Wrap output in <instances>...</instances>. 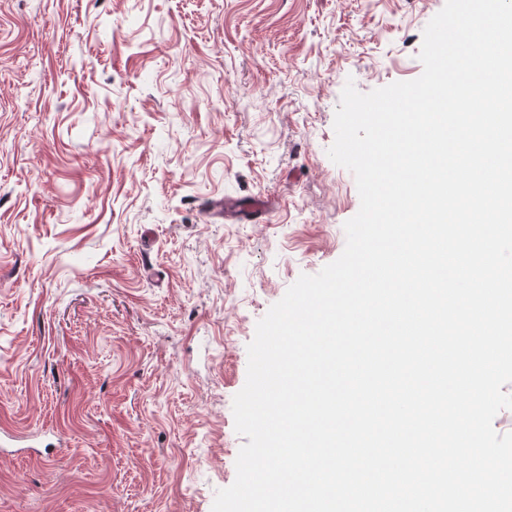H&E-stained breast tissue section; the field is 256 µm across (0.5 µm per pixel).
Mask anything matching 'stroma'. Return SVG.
I'll return each instance as SVG.
<instances>
[{"label": "stroma", "instance_id": "35a3bbf8", "mask_svg": "<svg viewBox=\"0 0 512 512\" xmlns=\"http://www.w3.org/2000/svg\"><path fill=\"white\" fill-rule=\"evenodd\" d=\"M444 4L0 0V427L50 450L0 512H212L256 324L360 207L342 89L419 77Z\"/></svg>", "mask_w": 512, "mask_h": 512}]
</instances>
